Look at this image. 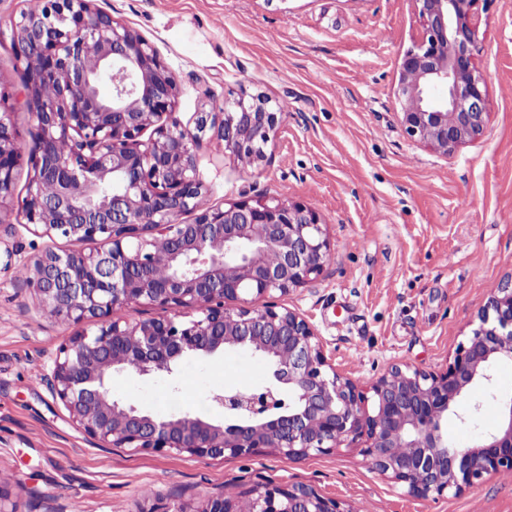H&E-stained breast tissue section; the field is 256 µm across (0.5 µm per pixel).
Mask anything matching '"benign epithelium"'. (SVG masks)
I'll use <instances>...</instances> for the list:
<instances>
[{"label":"benign epithelium","mask_w":512,"mask_h":512,"mask_svg":"<svg viewBox=\"0 0 512 512\" xmlns=\"http://www.w3.org/2000/svg\"><path fill=\"white\" fill-rule=\"evenodd\" d=\"M414 2L423 34L400 66L402 124L408 137L446 155L487 129V88L474 60L479 0ZM16 33L27 95L36 102L35 132L21 143L11 95L1 89L0 222L24 160L27 226L70 244L24 264L39 306L80 327L55 358L52 391L98 447L196 458L269 448L297 460L363 441L371 470L424 498L458 495L476 479L512 470V397L499 401L498 429L472 446L450 448L443 434L457 402L512 361V279L492 289L445 370L394 365L361 385L336 371L306 318L274 301L327 265L332 248L320 215L287 198L205 204L195 158L201 141L222 143L257 167L284 109L242 93L225 100L224 111L183 124L174 116L168 67L93 0H38L37 9L21 11ZM103 79L108 97L99 93ZM54 80L46 99L43 85ZM158 265L169 270L163 280L152 275ZM139 305L172 316L116 315ZM187 310L196 316L183 319ZM234 349L264 357L271 377L259 389L214 393L220 421L188 412L159 418L112 396L116 373L174 382L183 360ZM250 502L251 512H352L306 485H260ZM172 512L240 509L221 493Z\"/></svg>","instance_id":"1"}]
</instances>
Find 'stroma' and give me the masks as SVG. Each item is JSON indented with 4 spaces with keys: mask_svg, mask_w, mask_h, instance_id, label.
<instances>
[{
    "mask_svg": "<svg viewBox=\"0 0 512 512\" xmlns=\"http://www.w3.org/2000/svg\"><path fill=\"white\" fill-rule=\"evenodd\" d=\"M158 52L176 82L177 117L194 123L239 93L263 94L288 113L259 168L216 142L196 164L211 206L247 197L302 201L320 214L333 248L308 287L282 306L313 325L331 363L360 383L392 365L441 371L478 322L492 288L512 277V0L479 6L475 64L487 82L488 132L442 155L404 132L399 64L420 39L414 0H96ZM24 0H0V86L12 95L22 141L35 130L15 23ZM31 172L20 164L0 247V488L18 512H167L219 493L237 500L260 484L310 485L351 512H512V477L461 494L418 498L373 472L354 442L299 460L270 450L198 459L100 448L71 421L49 385L72 335L47 316L18 272L55 240L26 229ZM268 363L245 351L185 360L177 383L114 376V397L159 415L172 408L217 417L210 396L265 385ZM512 394V361L480 399L462 398L443 431L466 448L498 424ZM178 406H171V399ZM480 413H473L474 402Z\"/></svg>",
    "mask_w": 512,
    "mask_h": 512,
    "instance_id": "obj_1",
    "label": "stroma"
}]
</instances>
